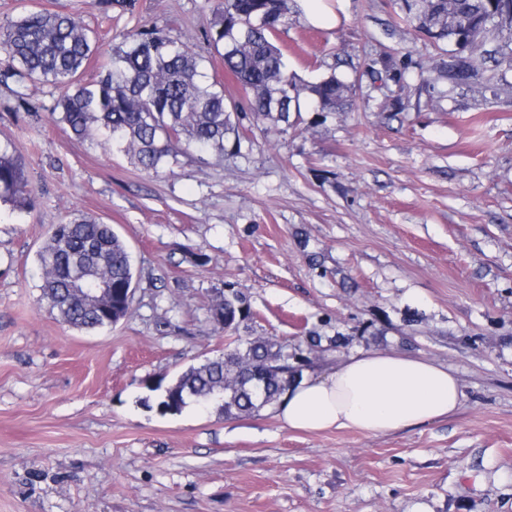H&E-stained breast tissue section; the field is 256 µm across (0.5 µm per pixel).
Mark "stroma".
<instances>
[{
	"instance_id": "stroma-1",
	"label": "stroma",
	"mask_w": 512,
	"mask_h": 512,
	"mask_svg": "<svg viewBox=\"0 0 512 512\" xmlns=\"http://www.w3.org/2000/svg\"><path fill=\"white\" fill-rule=\"evenodd\" d=\"M218 0H0L77 14L97 37L89 82L130 34H184L203 55ZM331 30L291 9L275 42L306 82L336 64L347 112L280 132L239 115L241 147L144 172L51 116L61 92L0 84V145L32 203H0V512H512V70L497 96L429 98L442 52L395 0H343ZM389 52L407 87L354 72ZM83 213L112 225L135 269L132 314L101 330L39 301L38 253ZM249 298L240 336L291 344L343 334L341 354L389 351L448 366L463 391L441 420L380 436L282 428L270 409L159 413L157 386L223 353L219 291Z\"/></svg>"
}]
</instances>
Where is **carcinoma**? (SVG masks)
I'll use <instances>...</instances> for the list:
<instances>
[{"label": "carcinoma", "instance_id": "carcinoma-1", "mask_svg": "<svg viewBox=\"0 0 512 512\" xmlns=\"http://www.w3.org/2000/svg\"><path fill=\"white\" fill-rule=\"evenodd\" d=\"M510 8L512 0H402L401 6L404 22L448 47L439 73L450 93L474 88L486 58L512 66V33L480 28L487 16ZM290 23L287 0H222L207 39L224 67L239 77L257 119L286 126L293 112L346 111L354 84L334 72L305 84L288 69L274 36ZM0 48L10 59L0 82L16 86L17 107L27 106L22 88L28 81L65 89L56 104L57 122L78 139L104 134L143 171L176 164L181 154L222 155L228 141L240 148L239 123L233 119L239 106L188 37L159 29L133 34L127 49L90 82L79 74L95 53V39L70 13L25 10L0 22ZM363 66L399 86L405 81L407 65L393 55L369 58ZM27 186L22 160L0 147V201L26 202ZM39 262L41 300L77 328L102 329L110 323L72 289L105 286L116 298L134 281L131 254L112 225L85 215L56 225ZM212 310L224 314L235 337L223 356L189 367L164 388L158 405L169 403L174 413L190 403L213 401L226 416L258 413L273 405L320 348L319 336L310 337L305 354L270 339L237 335L251 314L248 297L240 291L218 295Z\"/></svg>", "mask_w": 512, "mask_h": 512}]
</instances>
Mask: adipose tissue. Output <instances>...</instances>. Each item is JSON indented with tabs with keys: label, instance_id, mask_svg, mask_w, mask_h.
Instances as JSON below:
<instances>
[{
	"label": "adipose tissue",
	"instance_id": "ef3b65f1",
	"mask_svg": "<svg viewBox=\"0 0 512 512\" xmlns=\"http://www.w3.org/2000/svg\"><path fill=\"white\" fill-rule=\"evenodd\" d=\"M462 397L448 367L418 356L357 352L330 372L291 381L273 411L290 430L355 429L378 436L452 415Z\"/></svg>",
	"mask_w": 512,
	"mask_h": 512
}]
</instances>
